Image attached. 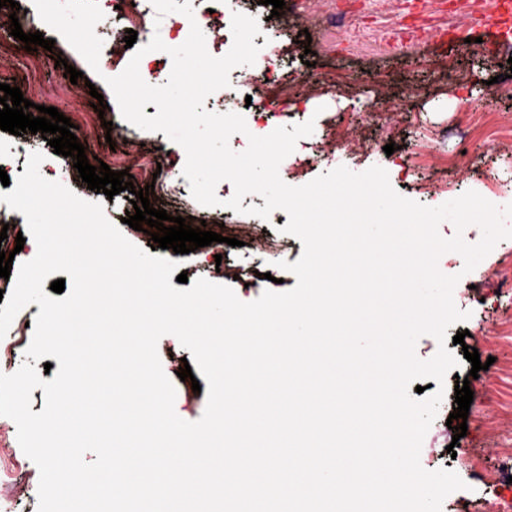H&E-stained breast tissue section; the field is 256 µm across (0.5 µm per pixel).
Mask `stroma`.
Instances as JSON below:
<instances>
[{
    "mask_svg": "<svg viewBox=\"0 0 512 512\" xmlns=\"http://www.w3.org/2000/svg\"><path fill=\"white\" fill-rule=\"evenodd\" d=\"M249 15L264 20L267 42L276 43L285 55L286 67L280 83L262 90L261 119L267 130L314 121L312 135L298 141L288 157L285 183L300 186L338 166L355 173L384 166L391 186L400 195L426 206H438L466 191L484 193L489 179H499L502 193L496 206L512 203V93L492 97L485 105L476 100L485 81L498 79L508 85L511 72L506 62L512 57V27L501 22L495 0H486L481 42L469 39V0H299L297 13L282 19L272 16L259 0H240ZM18 18L24 32H41L53 39V50L26 51L24 42L10 34L9 19L0 18V84L20 88L24 98L35 104L57 108L71 119L75 134L87 157L111 163L123 141L108 144L106 122L122 124L119 107L110 88L81 55L53 30L43 25L32 0H25ZM345 12L353 17L351 26L338 36L330 51H322L319 30L327 14ZM309 31L312 42L299 41L301 31ZM61 53L63 65L53 55ZM82 71L83 82L74 84L64 75L66 66ZM312 71L315 89L300 87L298 76ZM102 94L106 108L94 111V94ZM139 148L137 163L161 169L172 191L170 197L154 194L153 208L168 215L200 224H236L266 230L278 242L277 249L260 253L250 246H224V263L211 261L212 247L189 254L170 249H153L150 235L133 230L123 219L132 205L124 194L106 198L88 189L73 166L72 157L62 158L58 167H41V175L58 181L88 201H101L107 218L120 225L124 235L143 250L175 259L188 279L199 277L231 286L240 300H256L264 290L293 288L296 277L280 262H296L303 245L285 234L288 216L274 211L269 219L234 212L222 207H205L194 200L183 176L185 152L164 133L136 130ZM345 139L346 148L332 143ZM469 145L464 171L449 167L458 140ZM395 143L396 151L384 157L377 142ZM5 148V166L10 179L24 173L30 153L47 152L40 135H13L0 130ZM462 257L454 252L444 256L440 269L460 275L454 293L459 310L469 312L466 321L449 328L448 336L464 333L463 344H449L460 357L452 375L446 376L445 395L423 441L420 463L429 471L446 468L465 483L450 493L441 512H484L487 498L512 501V483L473 482L470 469L478 467L493 474L505 461L492 454L500 438L512 437V239L500 241L469 274H462ZM475 347L481 358H492L488 370L470 379L472 365L463 360V346ZM163 370L176 390L175 412L186 421L198 420L207 403L206 393L193 391L192 383L177 375L188 354L178 339L163 336L158 342ZM469 378L472 391H487L486 406L471 405L468 430L459 438L454 452L445 442L454 438L446 422L456 411L457 378ZM13 420L0 416V499L13 500L15 512H38L39 471L20 451Z\"/></svg>",
    "mask_w": 512,
    "mask_h": 512,
    "instance_id": "35a3bbf8",
    "label": "stroma"
}]
</instances>
